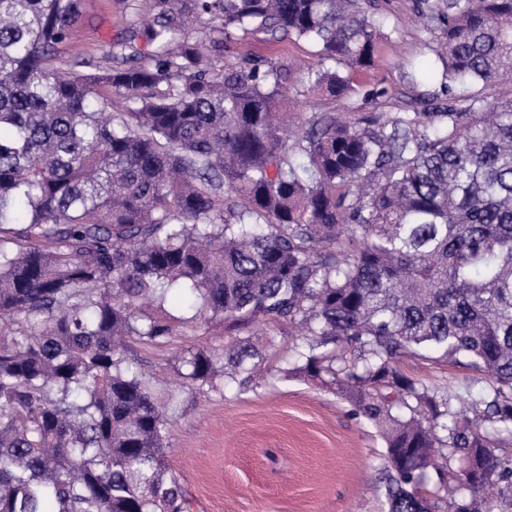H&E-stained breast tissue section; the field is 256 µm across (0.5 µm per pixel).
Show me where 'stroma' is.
Returning a JSON list of instances; mask_svg holds the SVG:
<instances>
[{"instance_id":"35a3bbf8","label":"stroma","mask_w":512,"mask_h":512,"mask_svg":"<svg viewBox=\"0 0 512 512\" xmlns=\"http://www.w3.org/2000/svg\"><path fill=\"white\" fill-rule=\"evenodd\" d=\"M82 2L79 37L64 50L69 61L105 55L131 19L128 0ZM361 2L383 16L386 26L373 65L355 74L344 98H330L307 82V74L324 65L318 47L307 42L241 32L213 66L243 57L290 66L281 107L298 122L315 112L351 120L404 112L420 90L443 97V65L430 49L437 23L420 9V0ZM268 331L275 346L261 379L247 389L228 382L220 392L185 389L177 359L189 347H223L222 328L188 324L162 344L128 343L127 355L150 376L154 396L181 400L167 456L189 492L192 512H383L385 443L377 428L334 391L286 376L302 339L284 324ZM403 369L465 400L488 385L487 376L463 357L415 356Z\"/></svg>"}]
</instances>
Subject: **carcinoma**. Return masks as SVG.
I'll return each mask as SVG.
<instances>
[{
    "mask_svg": "<svg viewBox=\"0 0 512 512\" xmlns=\"http://www.w3.org/2000/svg\"><path fill=\"white\" fill-rule=\"evenodd\" d=\"M81 9L0 0V512H191L177 405L122 344L174 335L175 295L228 336L178 358L195 390L253 383L254 326L300 329L288 372L382 433L384 512L511 504L512 0L437 6L435 111L314 114L289 137L291 69L212 57L238 31L312 42L350 71L307 80L342 98L375 57L359 0H132L107 56L63 72ZM421 350L488 387L457 407L401 370Z\"/></svg>",
    "mask_w": 512,
    "mask_h": 512,
    "instance_id": "cac0c4a2",
    "label": "carcinoma"
}]
</instances>
